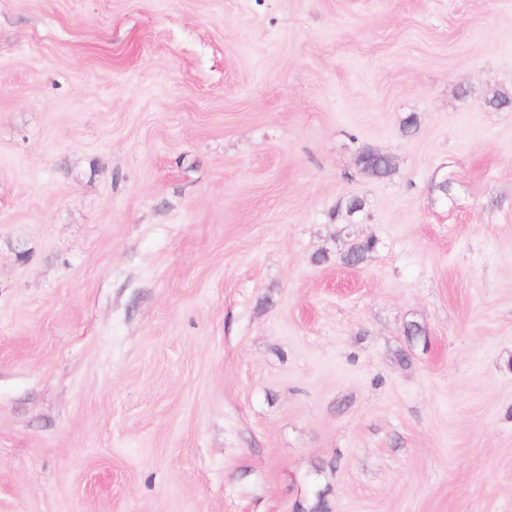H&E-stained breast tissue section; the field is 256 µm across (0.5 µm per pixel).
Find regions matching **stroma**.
<instances>
[{"label": "stroma", "mask_w": 512, "mask_h": 512, "mask_svg": "<svg viewBox=\"0 0 512 512\" xmlns=\"http://www.w3.org/2000/svg\"><path fill=\"white\" fill-rule=\"evenodd\" d=\"M497 93L512 0H0V512H512ZM358 164L363 173L374 179L386 178L393 170L392 157L374 150L363 151L358 157Z\"/></svg>", "instance_id": "35a3bbf8"}]
</instances>
